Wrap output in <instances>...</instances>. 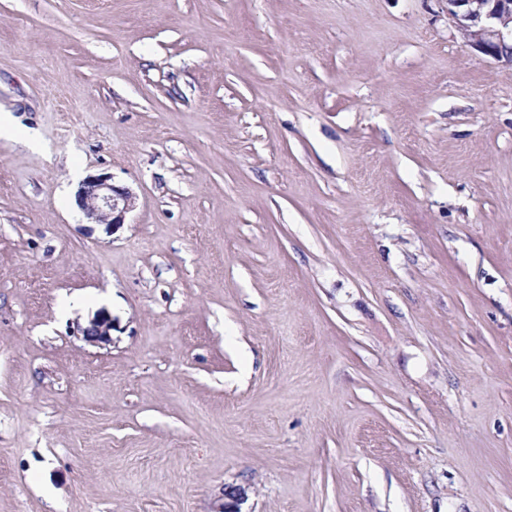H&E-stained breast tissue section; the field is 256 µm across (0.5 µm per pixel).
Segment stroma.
Masks as SVG:
<instances>
[{"mask_svg": "<svg viewBox=\"0 0 512 512\" xmlns=\"http://www.w3.org/2000/svg\"><path fill=\"white\" fill-rule=\"evenodd\" d=\"M2 112L0 512H512V69L445 0H0ZM135 199L129 187L114 184L111 176L106 175L88 177L76 195L79 209L95 224L105 225L107 233L125 224ZM112 327V318L103 310L90 316L84 326L78 325L83 339L89 343L108 342Z\"/></svg>", "mask_w": 512, "mask_h": 512, "instance_id": "obj_1", "label": "stroma"}]
</instances>
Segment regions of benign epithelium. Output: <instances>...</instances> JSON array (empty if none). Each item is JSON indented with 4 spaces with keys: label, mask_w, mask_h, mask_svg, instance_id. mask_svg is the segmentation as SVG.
I'll list each match as a JSON object with an SVG mask.
<instances>
[{
    "label": "benign epithelium",
    "mask_w": 512,
    "mask_h": 512,
    "mask_svg": "<svg viewBox=\"0 0 512 512\" xmlns=\"http://www.w3.org/2000/svg\"><path fill=\"white\" fill-rule=\"evenodd\" d=\"M448 17L471 48L497 62L512 66V0H446ZM76 203L88 218L111 231L125 224L135 207V195L126 186L116 185L112 177L90 176L76 195ZM89 343L109 341L112 318L103 310L90 316L79 327ZM245 489L236 485L224 487L222 512H242Z\"/></svg>",
    "instance_id": "obj_1"
}]
</instances>
